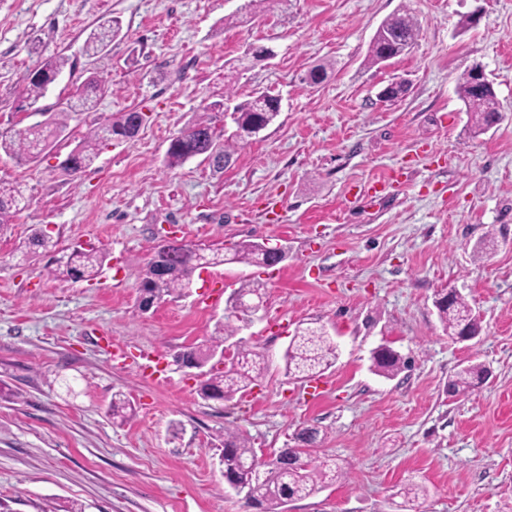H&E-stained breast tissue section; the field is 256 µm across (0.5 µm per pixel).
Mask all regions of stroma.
<instances>
[{"mask_svg":"<svg viewBox=\"0 0 512 512\" xmlns=\"http://www.w3.org/2000/svg\"><path fill=\"white\" fill-rule=\"evenodd\" d=\"M246 2L0 0V132L37 122L17 93L44 56L75 68L41 109L66 108L93 71L110 87L95 110L70 113L51 152L28 164L0 152V180L29 199L0 227V381L13 391L0 399V512H247L224 486L228 426L265 456L315 428L313 455L346 467L288 512H394L393 489L411 480L427 489L419 512H512V0ZM404 10L420 23L414 47L369 65L376 29ZM111 17L122 33L91 61L84 42ZM253 44L272 57L244 61ZM321 63L325 80L309 83ZM476 64L502 113L479 136L456 92ZM399 80L406 93L381 99ZM261 92L281 112L224 171L200 157L166 167L170 139L206 109L229 137L231 109ZM129 109L146 115L135 141L102 146L78 174L62 168L82 135ZM378 180L385 192L368 193ZM39 227L59 248L104 249L100 275L47 276L48 254L19 250ZM168 235L284 245L288 257L205 269L186 296L145 312L136 272ZM218 276L228 292L244 279L265 288L231 339L261 351L265 373L222 402L201 399L199 376L174 363L227 315L197 305ZM451 289L481 318L473 340L452 341L438 319L433 301ZM308 322L338 346L320 386L285 371ZM384 343L411 368L375 375ZM469 360L484 383L449 395ZM117 391L135 407L122 424L109 414Z\"/></svg>","mask_w":512,"mask_h":512,"instance_id":"35a3bbf8","label":"stroma"}]
</instances>
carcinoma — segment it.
<instances>
[{"label":"carcinoma","mask_w":512,"mask_h":512,"mask_svg":"<svg viewBox=\"0 0 512 512\" xmlns=\"http://www.w3.org/2000/svg\"><path fill=\"white\" fill-rule=\"evenodd\" d=\"M121 32L116 18L104 21L86 41L85 54L94 58L104 51L108 44ZM418 34V23L407 10L386 19L373 36L368 50L369 60L377 64L385 59H393L405 54L414 44ZM46 77L40 81L28 80L20 91V98L28 107H34L44 98L55 77L66 67H74L70 58L55 54L42 62ZM108 86L98 76L85 80L76 91V101L69 111H89L97 106L98 99L105 96ZM459 98L466 111L474 114L475 133L484 131L499 115V102L490 82L472 84L471 72H466L457 85ZM275 96L261 94L236 107L233 120L237 127V137L243 138L251 128L262 123L271 124L279 114V108L272 106ZM133 112H119L106 123L90 130L71 151L75 171L81 172L90 167L99 155L101 146L120 129ZM68 111L57 113L53 122H37L13 133H0V149L19 159L37 158L57 135L67 127ZM213 118H199L187 129L174 137L165 154L166 167L173 169L187 160L202 156L213 162L215 169H224V161L234 154V144L224 141V149L216 148L218 138L213 133ZM27 203L22 187L15 183L0 181V226L10 223L13 215ZM40 251L54 253L52 265L47 267L49 276L60 280H86L96 278L106 260L101 249L66 251L58 249L50 235L42 230L35 231L25 242L23 255ZM156 253L163 257L166 270L158 271L149 262L139 271L138 293L153 297L162 302L169 298H179L192 287L193 276L199 269L227 261L257 266L269 260L279 263L283 257L262 255L251 242L233 245L230 257H225L224 249L211 248L202 252L192 247L190 242L170 241ZM263 285L255 280H244L236 289L235 295L250 301L262 302ZM448 295L435 300L438 317L448 336H456L462 327H467L476 336L481 331V321L473 313L464 298L457 296L447 302ZM239 327L227 321L217 326L215 335L206 345L191 347L190 355L204 363L210 351L219 349L224 340L235 335ZM337 346L322 326L300 327L292 337L285 354L286 372L296 378H311L331 367L337 358ZM374 370L381 376L393 378L408 368L407 359L394 349H377L372 353ZM265 370L263 355L252 349L239 347L229 365L222 371L208 372V379L201 383L199 392L204 399L226 400L239 392L246 391L262 378ZM485 369L478 363H468L459 369L449 380V388L456 394L465 393L479 387ZM133 414L127 397L117 392L112 395V419L126 421ZM319 432L306 429L296 435V446L282 448L272 458L261 460L253 448L251 438L239 429H224V448L220 463L224 476L236 478L247 507L257 512H284L287 499L309 497L329 484L342 480L346 472L336 461L313 456L308 448L315 445ZM424 488L417 483L401 486L394 496L402 498L397 504L401 512H415L414 502Z\"/></svg>","instance_id":"obj_1"}]
</instances>
